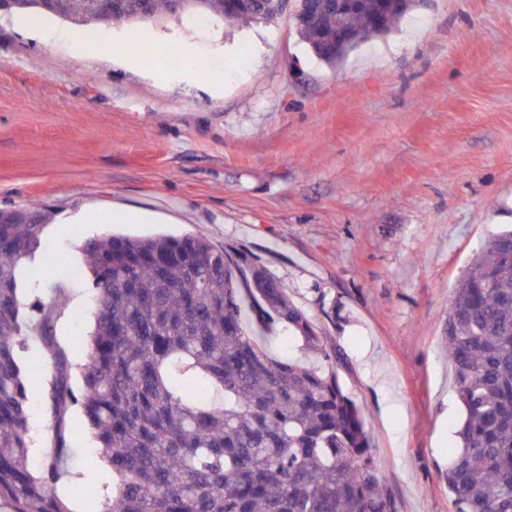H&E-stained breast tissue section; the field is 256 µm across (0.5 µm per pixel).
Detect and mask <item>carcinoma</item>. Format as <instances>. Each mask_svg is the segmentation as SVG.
<instances>
[{
	"mask_svg": "<svg viewBox=\"0 0 512 512\" xmlns=\"http://www.w3.org/2000/svg\"><path fill=\"white\" fill-rule=\"evenodd\" d=\"M185 13L231 22L273 21L270 0H187ZM295 30L339 67L363 41L383 36L418 0H293ZM50 15L78 28L156 25L172 0H57ZM36 224H0V512H72L57 493L68 475L69 412L112 472L85 487L95 512H396L380 482L359 409L343 392L333 353L310 317L267 267L203 233L109 235L85 242L84 263L61 265L62 282L92 281L94 329L81 366L53 337L57 303L19 298V270L41 247ZM288 331L301 357L270 343ZM38 339L52 372L38 382L20 361ZM443 341L462 418L446 473L456 512H512V230L475 255L448 301ZM43 389L51 446L29 466L30 392Z\"/></svg>",
	"mask_w": 512,
	"mask_h": 512,
	"instance_id": "1",
	"label": "carcinoma"
}]
</instances>
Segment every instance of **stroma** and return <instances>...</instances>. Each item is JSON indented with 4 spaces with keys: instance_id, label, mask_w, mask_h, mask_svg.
Listing matches in <instances>:
<instances>
[{
    "instance_id": "obj_1",
    "label": "stroma",
    "mask_w": 512,
    "mask_h": 512,
    "mask_svg": "<svg viewBox=\"0 0 512 512\" xmlns=\"http://www.w3.org/2000/svg\"><path fill=\"white\" fill-rule=\"evenodd\" d=\"M199 54L207 72L120 51ZM223 78H215V71ZM50 214L20 298L50 300L55 263L102 234L204 232L259 259L335 348L397 512H455L446 473L462 410L442 339L473 256L512 226V0H421L339 68L315 57L289 15L229 28L124 23L63 54L0 15V208ZM115 216L79 224L81 212ZM55 339L86 358L91 307ZM63 490L110 482L73 414Z\"/></svg>"
}]
</instances>
